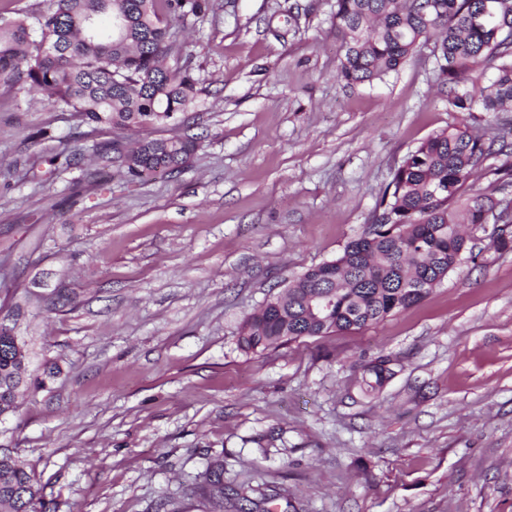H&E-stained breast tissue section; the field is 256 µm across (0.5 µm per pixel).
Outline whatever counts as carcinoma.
<instances>
[{
	"label": "carcinoma",
	"instance_id": "1",
	"mask_svg": "<svg viewBox=\"0 0 512 512\" xmlns=\"http://www.w3.org/2000/svg\"><path fill=\"white\" fill-rule=\"evenodd\" d=\"M486 0H335L332 26L340 42L337 78L372 84L397 72L433 43L438 75L448 85V111L480 109L494 122L512 112V0L485 14ZM209 0H49L30 22L0 26V81L23 73L30 89L84 123L139 137L127 149L140 177L180 170L196 138L140 137L149 127L184 124L198 90L181 64L173 21L203 16ZM491 146L465 125L432 133L410 150L377 200L368 230L334 259L309 267L251 312L239 347L263 352L303 337L362 330L406 310L430 293L428 284L459 268L468 252L462 224L512 223V203L463 188ZM333 294L329 319L316 320L312 299ZM25 343L0 325V413L25 380ZM367 368L374 386L390 369ZM196 491L224 505V463L199 475ZM41 488L7 448H0V512H43Z\"/></svg>",
	"mask_w": 512,
	"mask_h": 512
}]
</instances>
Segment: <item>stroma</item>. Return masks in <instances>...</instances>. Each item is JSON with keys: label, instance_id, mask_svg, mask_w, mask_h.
Here are the masks:
<instances>
[{"label": "stroma", "instance_id": "35a3bbf8", "mask_svg": "<svg viewBox=\"0 0 512 512\" xmlns=\"http://www.w3.org/2000/svg\"><path fill=\"white\" fill-rule=\"evenodd\" d=\"M332 2L210 0L179 22L198 147L172 174L129 176L116 131L0 83V323L43 382L0 417V446L46 512H210L191 487L218 456L225 488L272 512H512V250L490 231L379 324L238 346L247 314L368 229L433 132L491 140L476 187L512 199V112L449 111L428 47L339 82Z\"/></svg>", "mask_w": 512, "mask_h": 512}]
</instances>
